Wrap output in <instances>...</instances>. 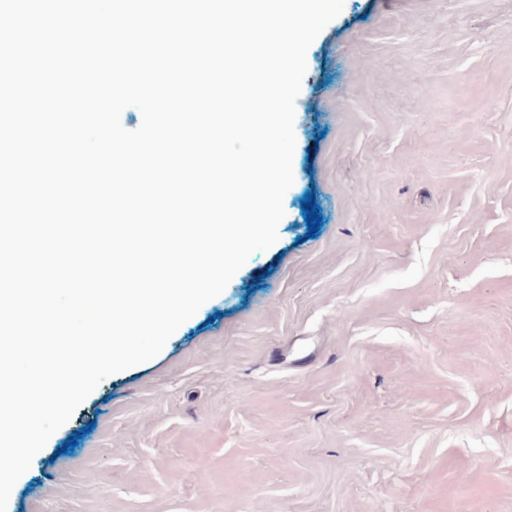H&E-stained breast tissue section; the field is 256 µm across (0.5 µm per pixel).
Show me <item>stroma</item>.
I'll use <instances>...</instances> for the list:
<instances>
[{"instance_id": "35a3bbf8", "label": "stroma", "mask_w": 512, "mask_h": 512, "mask_svg": "<svg viewBox=\"0 0 512 512\" xmlns=\"http://www.w3.org/2000/svg\"><path fill=\"white\" fill-rule=\"evenodd\" d=\"M306 63L277 242L7 512H512V0H345Z\"/></svg>"}]
</instances>
